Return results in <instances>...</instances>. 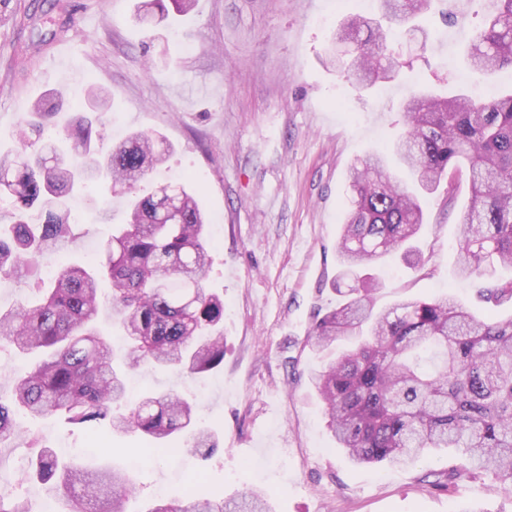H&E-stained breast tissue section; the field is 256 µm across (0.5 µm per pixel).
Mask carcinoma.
<instances>
[{"mask_svg": "<svg viewBox=\"0 0 512 512\" xmlns=\"http://www.w3.org/2000/svg\"><path fill=\"white\" fill-rule=\"evenodd\" d=\"M383 19L402 24L430 8V0H380ZM335 38L357 44L352 63L329 61L369 85L402 67L382 24L359 16ZM471 72L512 70V0H492V12L473 40ZM61 107L36 102L20 146L0 153V202L12 207L0 224V276L30 279L39 257L74 236L70 214L51 205L101 181L129 194L126 222L112 230L93 266L71 264L54 281L39 280L33 298L0 309V348L39 352L28 367L11 371L13 406L0 403V446L19 434L14 414L61 417L76 426L109 420L114 432L138 433L155 453L212 448L196 426V405L174 392H152L131 404L126 374L144 366L197 375L224 363V299L207 287L206 218L194 194L163 184L144 197L136 184L166 162L170 145L134 133L96 156L92 122L83 116L64 129L69 148L42 141ZM406 131L392 150L414 187L392 173L385 157L371 156L349 170L351 198L338 241L342 277L336 307L313 322L308 340L318 352L345 350L311 377L333 437L357 464H401L431 451L461 452L462 471L493 473L512 490V319L479 318L453 295L376 306L382 282L360 268L382 265L397 253L425 261L411 245L425 221L422 200L448 182L456 191L460 165L468 167L470 198L462 217L456 273L487 283V299H512V278L488 277L487 259L512 268V92L489 99L466 92L446 97L412 92L402 104ZM42 221H28L34 208ZM112 289L110 313L124 331L116 353L99 331L105 309L100 287ZM41 482L59 475L61 512H124L136 494L127 471L62 462L49 448L30 461ZM0 512H32L0 492ZM144 512H271L261 492L237 498L193 494L159 500Z\"/></svg>", "mask_w": 512, "mask_h": 512, "instance_id": "cac0c4a2", "label": "carcinoma"}]
</instances>
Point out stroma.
Segmentation results:
<instances>
[{
    "label": "stroma",
    "mask_w": 512,
    "mask_h": 512,
    "mask_svg": "<svg viewBox=\"0 0 512 512\" xmlns=\"http://www.w3.org/2000/svg\"><path fill=\"white\" fill-rule=\"evenodd\" d=\"M142 3L0 0V149L12 146L36 99L67 104L91 81L112 95L111 111L93 121L101 150L111 148L114 124L122 135L156 134L171 145L138 195L180 174L210 219L209 286L224 299V364L194 379L143 368L131 380L138 393L165 389L196 400L217 450L206 460L178 450L141 467L126 512H142L162 493L185 494L197 481L227 498L259 486L272 512H463L472 503L479 512H512V493L488 472H468L448 491L431 488L436 474L460 465L455 452L404 465L351 463L309 383L322 360L306 341L316 315L336 305L348 168L403 132L409 91L512 88V72L479 79L466 66L487 0H432L415 31L389 29L405 65L365 90L326 63L340 24L377 13L362 0H196L189 13L148 25L135 21ZM449 8L456 24L442 20ZM62 42L71 52L60 57ZM468 196L464 174L454 201L441 189L430 196L416 240L425 270L394 257L380 274L378 306L450 292L480 314L512 317V301L482 302L476 285L454 274ZM111 201L104 224L98 201L83 199L75 244L47 252L41 265L97 263L102 241L126 217V195L112 193ZM19 423L20 439L0 447V486L33 512L50 497L48 485L23 470L33 442L77 466L122 470L149 446L105 423Z\"/></svg>",
    "instance_id": "35a3bbf8"
}]
</instances>
